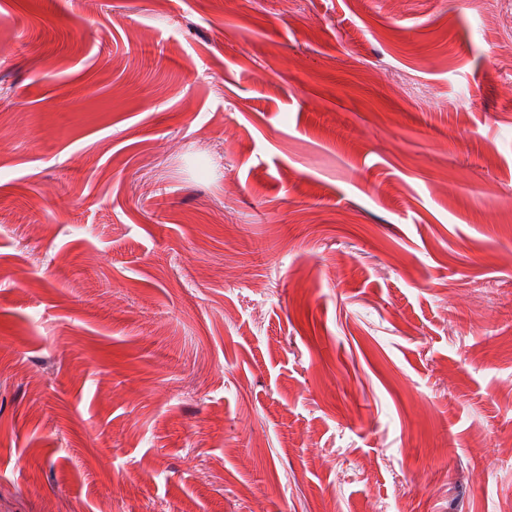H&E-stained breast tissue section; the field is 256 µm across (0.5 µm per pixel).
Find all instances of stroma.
<instances>
[{
	"instance_id": "35a3bbf8",
	"label": "stroma",
	"mask_w": 512,
	"mask_h": 512,
	"mask_svg": "<svg viewBox=\"0 0 512 512\" xmlns=\"http://www.w3.org/2000/svg\"><path fill=\"white\" fill-rule=\"evenodd\" d=\"M511 44L0 0V512H506Z\"/></svg>"
}]
</instances>
